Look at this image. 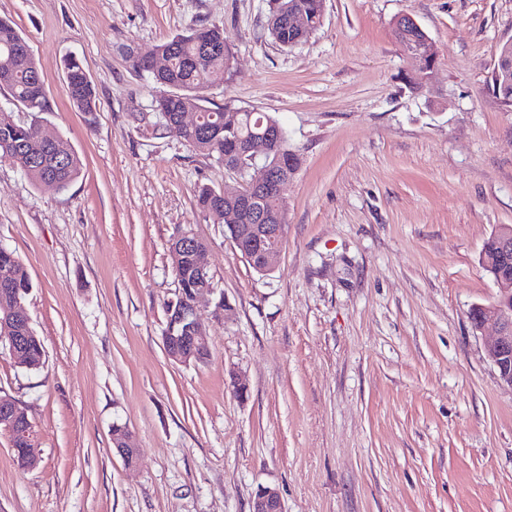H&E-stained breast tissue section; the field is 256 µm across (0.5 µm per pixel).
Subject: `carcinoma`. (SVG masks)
<instances>
[{
	"mask_svg": "<svg viewBox=\"0 0 512 512\" xmlns=\"http://www.w3.org/2000/svg\"><path fill=\"white\" fill-rule=\"evenodd\" d=\"M307 16L310 26L301 31L281 18L277 27H272V18H267V29L279 46L289 42L301 43L321 25L322 0H283ZM24 37L9 20L0 18V90L31 112L48 111L44 80L34 56L25 53L20 46ZM156 53L167 58L165 67L150 71L148 61L143 60L137 68L148 73L153 82L171 93L167 101L168 115L174 119L187 105L196 108V127L179 130L178 139L191 150L200 153L218 164H224V155L232 148L224 137V115L237 116L233 130L240 138H248L262 132L258 123L268 124L276 119L263 112L236 107L230 103L209 106L203 92L209 87L210 75L226 70L231 65L233 54L224 38V28L216 24L201 23L193 26L157 46ZM66 92L72 107L86 115L97 111L96 89L82 65L71 58L65 61ZM10 162L32 183H40L52 175L59 188L64 189L81 173V161L68 142L59 139L45 140L34 121L21 122L13 113H0V161ZM197 208L215 224L224 223V197L221 192L201 186L195 194ZM169 252L178 256L173 267L181 288H202L211 279L202 278L189 256L175 246ZM0 271L8 274L10 293L0 295V308L18 298L25 300L31 281L22 261L9 250H0ZM27 352L30 364H37L44 354L40 337L28 330Z\"/></svg>",
	"mask_w": 512,
	"mask_h": 512,
	"instance_id": "cac0c4a2",
	"label": "carcinoma"
}]
</instances>
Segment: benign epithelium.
I'll return each mask as SVG.
<instances>
[{
    "label": "benign epithelium",
    "instance_id": "7a95c632",
    "mask_svg": "<svg viewBox=\"0 0 512 512\" xmlns=\"http://www.w3.org/2000/svg\"><path fill=\"white\" fill-rule=\"evenodd\" d=\"M402 52L416 62L417 69L414 81L420 83L432 71L438 60L439 51L429 38L401 45ZM286 134L276 126L265 134L252 139L243 140L237 153V161L224 164L228 172L247 175V181L239 182V188L233 192H223L224 200L231 203L232 210L227 219L232 221L244 213L255 214L256 224H230L229 240L236 251L248 262L266 270L272 268L274 258L279 254L285 225L274 224L275 216L265 217L256 213L258 198L244 193L245 184L259 193L275 192L282 195L283 181L287 177L279 176L276 167L266 163L264 158L275 148L284 143ZM494 248L482 250L479 262L487 270L498 288L496 301L489 305L475 307L471 313L474 329L480 330L487 324L496 327V336L486 348L488 360L496 367L502 385L512 389V225L501 224L493 234ZM201 240L182 236L180 248L195 260L200 272L209 271L204 260L205 250L200 248ZM212 291L204 288L190 296L178 294V299L171 300L166 306L167 321L179 328V333L162 337L167 355L181 363L199 362L202 357L197 350L208 347L205 332L197 317L196 303L199 296ZM21 328L10 312L0 316V345L8 348L11 356L22 366L27 365V350L20 336ZM22 414L20 404L9 399L0 398V429L8 434L11 443L23 439L27 443L25 451L31 462L36 466L34 454L35 436L32 428L18 422ZM129 430H124L118 439H112L115 451L121 456L124 464L131 468L137 462V449L128 447ZM251 512H283L278 491L271 487H260L252 499Z\"/></svg>",
    "mask_w": 512,
    "mask_h": 512
}]
</instances>
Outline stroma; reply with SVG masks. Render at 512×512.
<instances>
[{
	"instance_id": "stroma-1",
	"label": "stroma",
	"mask_w": 512,
	"mask_h": 512,
	"mask_svg": "<svg viewBox=\"0 0 512 512\" xmlns=\"http://www.w3.org/2000/svg\"><path fill=\"white\" fill-rule=\"evenodd\" d=\"M270 8L0 0L48 109L0 104L82 164L60 189L0 161V245L27 268L44 346L36 370L0 349V396L26 408L40 453L21 469L0 431V512H251L261 486L284 512H512V389L486 356L493 328L470 322L497 293L479 253L512 224V107L490 87L512 0H324L291 48L272 41ZM404 13L440 51L418 86L393 35ZM201 22L233 52L207 98L274 116L301 159L266 275L195 206L199 186L234 176L160 134L158 90L135 66ZM69 56L95 85L94 115L69 104ZM186 227L215 286L197 303L210 357L189 365L162 342L169 242Z\"/></svg>"
}]
</instances>
